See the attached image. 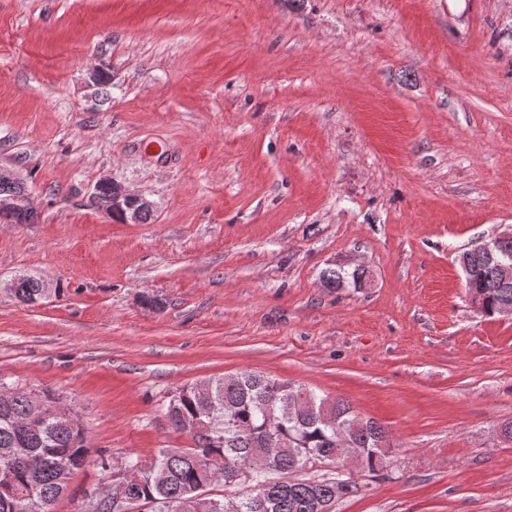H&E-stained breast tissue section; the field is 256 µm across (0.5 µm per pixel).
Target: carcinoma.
Instances as JSON below:
<instances>
[{"mask_svg": "<svg viewBox=\"0 0 512 512\" xmlns=\"http://www.w3.org/2000/svg\"><path fill=\"white\" fill-rule=\"evenodd\" d=\"M466 292L481 296L484 316H495L512 304V241L504 244L495 263L478 254L467 255ZM367 271L330 268L323 274L332 288L363 285ZM25 304L40 301V277L26 274L13 288ZM210 398L198 397L186 386L170 398L166 416L181 431L183 419H198L208 432L192 436L189 448L157 450L144 464L130 457L124 468L142 469L135 495L174 502L177 512H316L332 508L337 499L354 496L358 486L336 478L280 480L298 470L309 456L336 463L337 431H344L349 447L359 455V468L379 471L392 456L388 431L361 417L342 399L310 392L306 407L296 408L290 393L299 386L252 372L234 378L208 380ZM34 403L18 388L0 397V512H53L67 484L61 466L80 470L90 456L82 426L72 416H60L31 426ZM250 463L257 490L251 495L201 497V488L218 481L236 486L240 463Z\"/></svg>", "mask_w": 512, "mask_h": 512, "instance_id": "carcinoma-1", "label": "carcinoma"}]
</instances>
